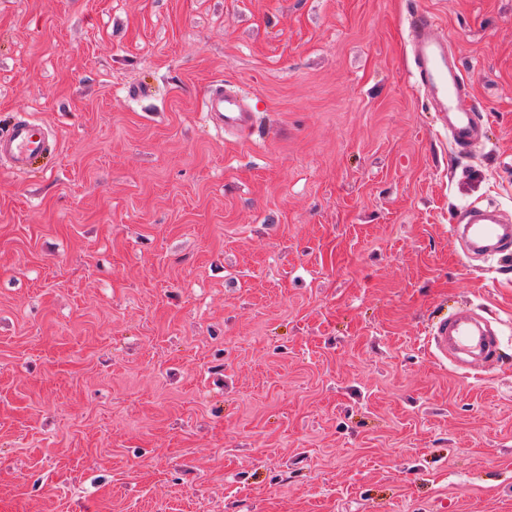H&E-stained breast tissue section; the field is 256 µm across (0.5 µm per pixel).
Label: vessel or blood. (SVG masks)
Instances as JSON below:
<instances>
[{"label": "vessel or blood", "mask_w": 512, "mask_h": 512, "mask_svg": "<svg viewBox=\"0 0 512 512\" xmlns=\"http://www.w3.org/2000/svg\"><path fill=\"white\" fill-rule=\"evenodd\" d=\"M411 33L416 85L435 112L452 146L463 150L479 137L480 124L475 112L465 107L470 94L467 76L458 67L447 36L437 34L435 17L425 11L411 14ZM205 116L214 129L227 134L251 130L255 115L248 102L236 91L213 82L204 97ZM57 148L50 132L23 117L0 134V161L15 171L31 167L44 154ZM465 255H494L512 250V223L492 211L478 207L467 209L458 218ZM437 360L452 354H467L491 362L497 340L481 329L471 317L457 315L442 320L431 338Z\"/></svg>", "instance_id": "obj_1"}]
</instances>
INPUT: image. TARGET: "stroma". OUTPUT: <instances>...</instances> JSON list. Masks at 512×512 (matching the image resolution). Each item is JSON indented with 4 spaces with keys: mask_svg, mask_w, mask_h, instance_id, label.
I'll return each instance as SVG.
<instances>
[{
    "mask_svg": "<svg viewBox=\"0 0 512 512\" xmlns=\"http://www.w3.org/2000/svg\"><path fill=\"white\" fill-rule=\"evenodd\" d=\"M20 115L59 148L0 163V512H512V252L451 231L512 218V0H0ZM464 310L498 337L467 372L428 345ZM411 33L416 85L429 102L455 149L463 150L479 137L475 112L464 105L470 95L467 76L458 67L448 37L436 33V18L425 11L407 18ZM225 86L222 81L209 86L204 97L205 116L217 131L240 135L251 130L255 115L242 96ZM458 223L452 226V235L461 238L466 256L501 254L512 248L511 220L504 221L495 211L471 207L461 213ZM460 224L464 225L462 233Z\"/></svg>",
    "mask_w": 512,
    "mask_h": 512,
    "instance_id": "stroma-1",
    "label": "stroma"
}]
</instances>
